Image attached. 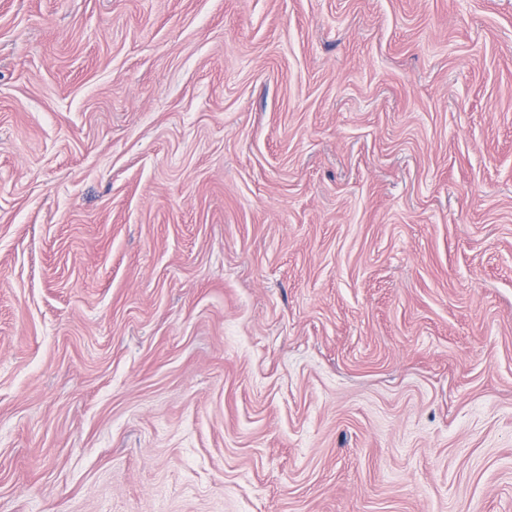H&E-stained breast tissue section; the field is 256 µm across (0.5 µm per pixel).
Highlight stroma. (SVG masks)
<instances>
[{
    "label": "stroma",
    "mask_w": 512,
    "mask_h": 512,
    "mask_svg": "<svg viewBox=\"0 0 512 512\" xmlns=\"http://www.w3.org/2000/svg\"><path fill=\"white\" fill-rule=\"evenodd\" d=\"M0 512H512V0H0Z\"/></svg>",
    "instance_id": "obj_1"
}]
</instances>
